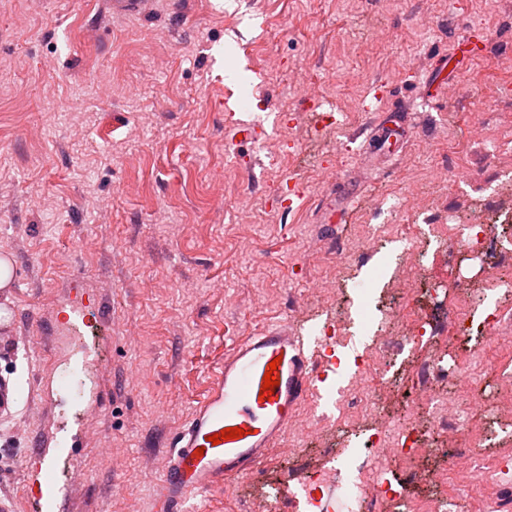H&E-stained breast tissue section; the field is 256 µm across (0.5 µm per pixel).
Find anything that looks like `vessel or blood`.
<instances>
[{"label": "vessel or blood", "mask_w": 512, "mask_h": 512, "mask_svg": "<svg viewBox=\"0 0 512 512\" xmlns=\"http://www.w3.org/2000/svg\"><path fill=\"white\" fill-rule=\"evenodd\" d=\"M320 343V337L303 338L280 324L236 344L217 383L170 439L166 466L154 485V512H185L192 494L254 473L313 390L318 370L307 348ZM273 361L278 364L274 370L269 367ZM269 370L277 384L265 400L260 390ZM229 427L243 429V436L212 443V435Z\"/></svg>", "instance_id": "vessel-or-blood-1"}]
</instances>
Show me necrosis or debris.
<instances>
[{"label":"necrosis or debris","mask_w":512,"mask_h":512,"mask_svg":"<svg viewBox=\"0 0 512 512\" xmlns=\"http://www.w3.org/2000/svg\"><path fill=\"white\" fill-rule=\"evenodd\" d=\"M460 257L480 262V282L483 287L512 290V281L503 277L501 267L512 261V248L501 244L493 227L480 225L460 238ZM383 315L388 324L400 327L397 336H377L366 346L357 361L347 387L360 391L365 399L378 395V381L386 374L380 354L386 350L400 351L405 346L433 342L427 315L413 307H387ZM448 332L478 351L512 350V334L501 324L499 314L476 318L471 307H463L448 320ZM466 372L448 364L444 353L430 357L417 379L405 393V408L400 415L381 419L365 433L361 445L365 463L355 480H347L336 467L312 470L300 479L306 490L304 512H464L465 500L477 503L480 512H502L504 500L484 493L486 463L479 458L480 444L469 430L464 416L468 409L456 402L440 398V390L451 384L465 386ZM397 428L398 440L394 455L401 464L438 456L427 435L428 430L441 432L453 450L447 467L421 471L419 480L433 487L451 486L455 496H441L432 502L409 494L405 488L393 487L386 477L381 451L386 446L387 432Z\"/></svg>","instance_id":"4bbe7bcc"}]
</instances>
